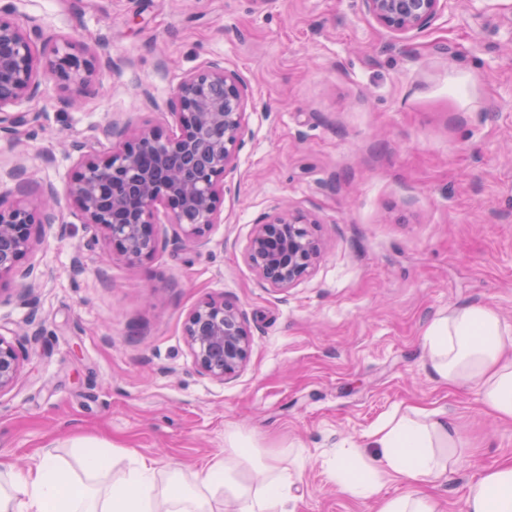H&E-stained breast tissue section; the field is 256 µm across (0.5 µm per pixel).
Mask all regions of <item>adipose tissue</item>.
Masks as SVG:
<instances>
[{"mask_svg": "<svg viewBox=\"0 0 512 512\" xmlns=\"http://www.w3.org/2000/svg\"><path fill=\"white\" fill-rule=\"evenodd\" d=\"M426 365L441 383L476 392L487 413L512 421V329L487 305L451 308L424 331ZM223 455L192 476L133 455L110 479L116 452L97 440H78L79 471H71L45 448L22 475L0 463V512H288L294 483L279 454L259 448L234 431ZM378 455L342 448L329 462L337 486L358 499H372L377 512H442L429 489L448 473L459 445L447 412L417 410L387 420L372 435ZM402 491L382 493L385 482ZM457 512H512V460L480 472Z\"/></svg>", "mask_w": 512, "mask_h": 512, "instance_id": "adipose-tissue-1", "label": "adipose tissue"}]
</instances>
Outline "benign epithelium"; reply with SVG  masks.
I'll return each instance as SVG.
<instances>
[{
    "instance_id": "7a95c632",
    "label": "benign epithelium",
    "mask_w": 512,
    "mask_h": 512,
    "mask_svg": "<svg viewBox=\"0 0 512 512\" xmlns=\"http://www.w3.org/2000/svg\"><path fill=\"white\" fill-rule=\"evenodd\" d=\"M366 12L389 32H421L438 18L448 0H362ZM36 25L24 26L0 9V138L14 142L26 115L13 111L39 97L41 75L52 74L67 89L91 82L103 65L112 66L88 47L68 38L55 43L52 55L38 48ZM246 87L219 62L210 61L187 74L165 103L175 130L157 126L103 128L110 150L83 151L66 193L82 223L102 234L107 256L134 268L153 256L160 243L159 213L168 217L174 239L201 246L206 233L221 223L224 178L236 167L246 131ZM48 189L39 211L24 200L0 202V287L33 273L28 259L36 246L34 230L54 222ZM317 220L280 209L254 225L246 248L256 275L277 289L305 278L322 254L313 228ZM39 330L14 341L0 336V393L17 381L25 346ZM186 344L197 371L224 382L247 365L250 337L244 313L222 296L201 301L185 323Z\"/></svg>"
}]
</instances>
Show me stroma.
Wrapping results in <instances>:
<instances>
[{
    "instance_id": "1",
    "label": "stroma",
    "mask_w": 512,
    "mask_h": 512,
    "mask_svg": "<svg viewBox=\"0 0 512 512\" xmlns=\"http://www.w3.org/2000/svg\"><path fill=\"white\" fill-rule=\"evenodd\" d=\"M19 22L73 37L112 66L89 86L18 104L33 119L0 140V203L65 190L77 147L107 150V122L172 130L161 104L185 74L223 62L247 86V132L204 246L160 227L137 267L108 259L69 201L37 229L34 272L0 291V336L42 328L0 393V461L39 449L68 464L78 437L193 469L238 429L287 450L293 512H375L324 463L408 408L443 409L460 448L435 488L456 512L482 468L512 457V423L423 367V332L484 304L512 326V0H448L422 32H388L361 0H0ZM26 169L24 192L8 176ZM312 215L322 257L288 289L245 257L280 205ZM32 305H21L20 288ZM221 296L246 315L249 361L218 382L185 342L190 312Z\"/></svg>"
}]
</instances>
